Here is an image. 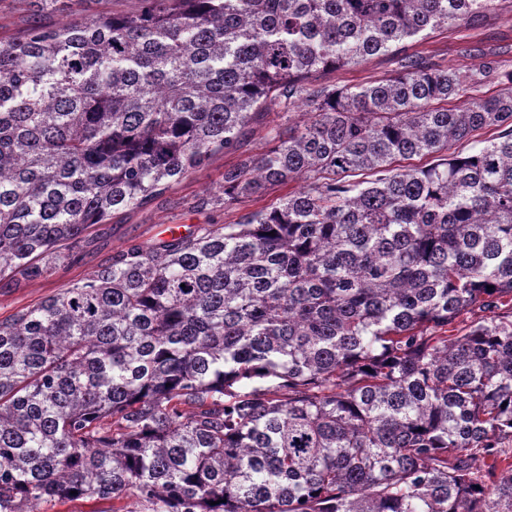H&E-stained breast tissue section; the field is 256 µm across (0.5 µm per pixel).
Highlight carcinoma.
<instances>
[{"mask_svg": "<svg viewBox=\"0 0 512 512\" xmlns=\"http://www.w3.org/2000/svg\"><path fill=\"white\" fill-rule=\"evenodd\" d=\"M140 2L0 47V288L261 112L311 118L198 206L302 186L0 320V512H512V71L405 49L498 0ZM378 55L394 74L317 81ZM39 508L40 512H93L112 509V502L74 501L41 504Z\"/></svg>", "mask_w": 512, "mask_h": 512, "instance_id": "carcinoma-1", "label": "carcinoma"}]
</instances>
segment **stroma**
<instances>
[{
	"mask_svg": "<svg viewBox=\"0 0 512 512\" xmlns=\"http://www.w3.org/2000/svg\"><path fill=\"white\" fill-rule=\"evenodd\" d=\"M140 0H58L45 11L43 20L49 25L80 22L103 12L128 13L136 11ZM471 42L480 43L487 51L512 43V0H502L498 10L488 16L479 28L457 26L438 29L410 42V51L433 56L444 65L472 66V57L460 54L459 49ZM396 64L392 56H374L351 68L328 70L320 73L318 80L327 85L343 86L372 82L394 73ZM303 110L292 115L269 112L257 116L238 150L215 155L208 166L174 183L163 195L143 208L129 210L112 219L110 223L96 225L92 234L81 243L68 264L60 267L46 279L21 284L16 288L0 290V320L16 311L39 304L47 296L68 287L71 283L89 276L112 255L113 250L129 241H145L154 237H169L175 228L190 229L198 224H230L240 215L264 209L278 203L279 199L298 190V183L291 182L272 188L260 198L248 200L232 210L222 204L198 208L201 197L217 195L224 182L225 167L245 156H256L268 147L271 127H287L288 123L308 119Z\"/></svg>",
	"mask_w": 512,
	"mask_h": 512,
	"instance_id": "stroma-1",
	"label": "stroma"
}]
</instances>
